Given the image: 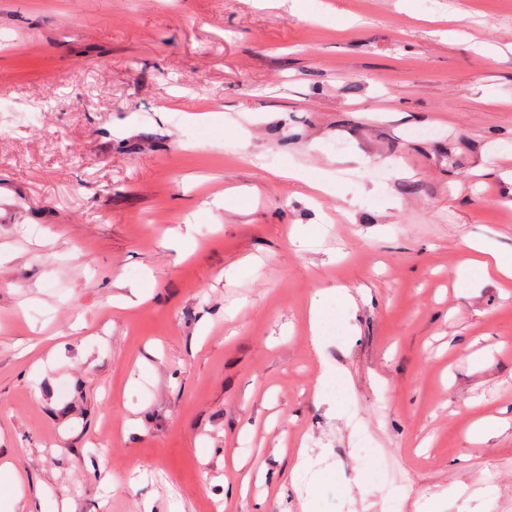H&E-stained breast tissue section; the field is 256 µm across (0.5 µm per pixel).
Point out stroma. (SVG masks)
<instances>
[{
	"label": "stroma",
	"mask_w": 512,
	"mask_h": 512,
	"mask_svg": "<svg viewBox=\"0 0 512 512\" xmlns=\"http://www.w3.org/2000/svg\"><path fill=\"white\" fill-rule=\"evenodd\" d=\"M472 240L512 0H0V508L512 512Z\"/></svg>",
	"instance_id": "35a3bbf8"
}]
</instances>
